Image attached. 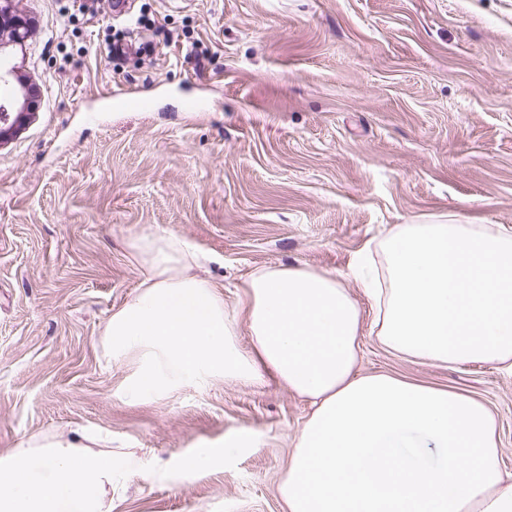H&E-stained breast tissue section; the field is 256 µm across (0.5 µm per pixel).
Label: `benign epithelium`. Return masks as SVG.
I'll use <instances>...</instances> for the list:
<instances>
[{"label":"benign epithelium","instance_id":"1","mask_svg":"<svg viewBox=\"0 0 512 512\" xmlns=\"http://www.w3.org/2000/svg\"><path fill=\"white\" fill-rule=\"evenodd\" d=\"M13 0H0V142L9 137L27 111L33 110L36 87L15 78V68L6 65L10 45H21L29 37V23L12 10Z\"/></svg>","mask_w":512,"mask_h":512}]
</instances>
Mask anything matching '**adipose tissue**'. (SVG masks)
I'll return each mask as SVG.
<instances>
[{
  "instance_id": "ef3b65f1",
  "label": "adipose tissue",
  "mask_w": 512,
  "mask_h": 512,
  "mask_svg": "<svg viewBox=\"0 0 512 512\" xmlns=\"http://www.w3.org/2000/svg\"><path fill=\"white\" fill-rule=\"evenodd\" d=\"M131 249L144 278L104 330L113 359L139 355L127 396L221 376L306 399L279 486L284 512H512L484 402L356 370L366 327L405 359L512 364V233L452 219L399 225L379 243L382 264L366 252L350 268L376 309L368 324L327 271L255 269L237 313L195 274L199 256L179 236L148 232ZM133 462L92 450L83 433L33 442L0 457V512H111L107 491Z\"/></svg>"
}]
</instances>
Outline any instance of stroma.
Instances as JSON below:
<instances>
[{"label":"stroma","instance_id":"35a3bbf8","mask_svg":"<svg viewBox=\"0 0 512 512\" xmlns=\"http://www.w3.org/2000/svg\"><path fill=\"white\" fill-rule=\"evenodd\" d=\"M12 57L37 106L0 142V456L34 437L133 453L112 512H282L309 407L214 378L120 391L103 329L135 294L129 245L180 236L240 307L255 268L348 279L400 224L512 233V0H22ZM359 373L448 388L494 413L512 473V370L397 357L361 338ZM248 431L202 475L195 449Z\"/></svg>","mask_w":512,"mask_h":512}]
</instances>
